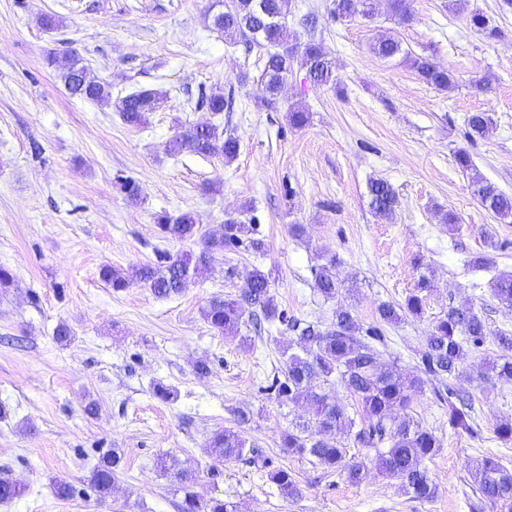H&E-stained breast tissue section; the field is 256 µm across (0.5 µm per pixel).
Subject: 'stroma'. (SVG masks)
<instances>
[{"mask_svg":"<svg viewBox=\"0 0 512 512\" xmlns=\"http://www.w3.org/2000/svg\"><path fill=\"white\" fill-rule=\"evenodd\" d=\"M230 0H0V267L14 282L0 288V479L23 486L0 512H180L183 494L159 460L195 475L200 499L234 502L238 512H472L476 496L467 466L486 455L512 466V441L495 426L512 421V385L483 378L497 354L493 342L463 364L460 385L472 396L475 434L455 432L448 409L425 385L412 416L441 446L426 466L437 487L429 502L398 482L370 473L352 484L314 459L288 452L284 432L307 419L304 406L281 404L263 391L292 338L278 323L262 334L242 329L225 337L202 310L216 294L236 291L256 267L273 270L271 288L289 314L329 325L337 307H352L362 324L376 323L380 303H403L420 276L429 288L422 316L383 327L381 363L416 370L431 323L451 307L479 313L492 331L512 332V308L497 303L492 280L512 274V222L486 210L471 175L454 155L468 151L476 173L512 195V8L504 0H412L403 23L389 0H375L373 18L338 20L331 0H296L288 26L305 35L303 15L336 62V83L317 86L294 68L275 107H261L255 52L213 24ZM500 29L490 41L470 28V11ZM59 16L53 31L38 23ZM383 36L402 52L372 51ZM79 54L113 98L153 89L163 99L138 128L115 107L69 95L61 67L49 57ZM425 55L448 69L453 89L426 85L406 62ZM487 79L478 91L474 82ZM232 93L236 109L219 115L197 104L199 88ZM309 113L300 128L289 108ZM489 113L482 138L467 135V118ZM214 124L237 137L231 164L218 157L171 155L178 123ZM133 179L129 202L116 176ZM395 189L399 204L382 217L370 205L369 179ZM258 218L263 251L219 252L204 277L169 299L139 284L113 290L104 267L154 263L156 250L178 254L185 242L160 237L157 214L193 212L203 232L225 220ZM455 213L457 223L443 221ZM304 228L294 236L292 225ZM489 259L488 268L473 260ZM336 260L342 288L327 300L315 271ZM234 276H227V269ZM72 331L56 338L58 326ZM210 373L198 376L197 361ZM176 389L170 402L154 384ZM241 426L269 465L288 470L298 496L278 494L266 471L239 461L213 466L208 440ZM113 448L124 454L110 495L88 481ZM73 492L57 499L53 478Z\"/></svg>","mask_w":512,"mask_h":512,"instance_id":"1","label":"stroma"}]
</instances>
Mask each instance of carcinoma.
I'll list each match as a JSON object with an SVG mask.
<instances>
[{
  "instance_id": "obj_1",
  "label": "carcinoma",
  "mask_w": 512,
  "mask_h": 512,
  "mask_svg": "<svg viewBox=\"0 0 512 512\" xmlns=\"http://www.w3.org/2000/svg\"><path fill=\"white\" fill-rule=\"evenodd\" d=\"M292 7L293 0H234L231 8L214 17V26L225 36L241 35L260 49L257 66L266 107L275 104L296 65L318 85L336 83V66L323 41L313 36L303 41L287 28L286 20ZM330 14L340 20L357 15L366 18L373 14L372 0H333ZM469 24L489 38L498 34L480 12L470 14ZM372 50L382 58H390L401 52V44L391 37L383 38ZM406 61L427 85L441 91L454 86V76L432 59L408 54ZM84 68L81 59L75 56L63 72L70 95L100 106L111 105L110 86L101 81L82 82L80 75ZM159 99L158 92L151 89L132 92L119 98L118 112L127 125L140 127L146 123L147 113L155 111ZM200 106L215 114L232 112L234 99L220 91L205 92ZM491 124L489 113H472L467 119L469 136L484 135ZM168 151L220 156L224 163L230 164L237 158L239 142L231 135H224L213 124L182 125L169 142ZM472 184L475 195L487 210L502 219H512V195L503 193L478 173L472 175ZM368 193L371 206L381 215L390 214L398 204L394 189L385 180H369ZM155 223L162 238L192 241L197 244V250L183 252L173 259L168 252L159 250L156 263L126 271L106 267L102 276L113 289L119 291L137 282L155 296L169 298L180 294L188 279L201 278L208 272L214 252L234 251L242 246L259 251L263 246L262 240L250 237L254 232L253 218L247 224L229 219L221 225L217 236L200 233V225L189 212L175 217L163 212L155 216ZM335 266L336 260L332 258L315 272L314 288L327 300L336 298L341 288ZM272 283V271L257 267L247 274L235 294L213 296L203 310V317L224 336L239 335L241 328L247 326V318L257 332L265 321L277 322L294 333L282 376L273 378L269 391L279 403L305 405L309 419L283 435V447L313 458L318 464L339 472L352 484H359L366 478L371 463L380 475L399 481L411 498L432 500L437 487L429 477L425 461L436 454L441 444L408 410L425 383L434 381L441 385L436 394L448 396L449 427L457 432L474 433L471 399L464 397L456 385L463 375L462 364L470 349L480 347L491 336L499 354L488 362L487 370L498 381L512 384V334L493 335L477 313L468 308L451 307L433 321L425 348L420 352V366L414 374L395 363L380 365L375 343L384 340L381 329L377 326L363 328L350 308H337L326 327L298 319L280 308L271 292ZM428 288L427 277L420 276L404 303L379 305V320L389 324L407 314L420 316L425 307L423 292ZM492 295L498 303L512 307V274L494 278ZM335 378L357 400V416L350 415L347 406L331 395L330 386ZM336 428L345 429L357 447L374 452L370 461L350 460L344 444L323 438V434ZM208 448L217 463L255 464L264 458L259 449L248 444L241 431L231 428L213 433ZM121 462V452L114 448L93 469L89 482L97 492L103 495L111 492ZM160 468L166 473L174 471V478L183 492L180 512H236L234 504L217 497L205 502L199 500L193 491L194 479L188 473L174 470V465L165 460L160 461ZM468 471L478 500L473 505L477 512L488 502H512V469L498 457L485 456L469 466ZM269 480L284 497L299 494L297 484L285 469L269 472Z\"/></svg>"
}]
</instances>
